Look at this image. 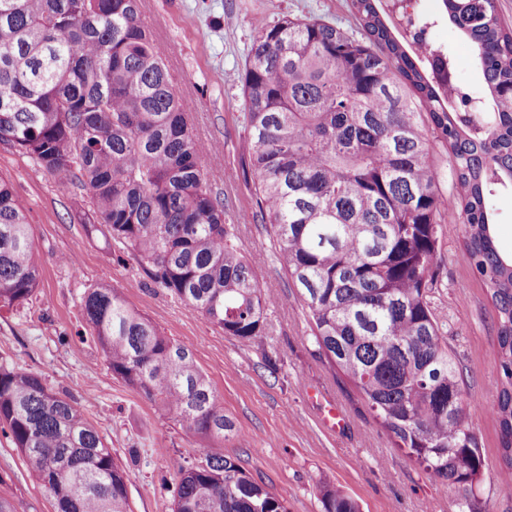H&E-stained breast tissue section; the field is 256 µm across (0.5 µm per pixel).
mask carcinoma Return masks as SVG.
I'll return each instance as SVG.
<instances>
[{"label": "carcinoma", "mask_w": 512, "mask_h": 512, "mask_svg": "<svg viewBox=\"0 0 512 512\" xmlns=\"http://www.w3.org/2000/svg\"><path fill=\"white\" fill-rule=\"evenodd\" d=\"M379 0H353L356 39L315 17L255 26L242 76L244 165L260 221L296 288L319 349L394 444L469 498L484 461L467 422L470 393L426 299L448 213L431 139L454 160L465 251L496 312L502 376L490 414L503 481L512 477V257L489 198L512 190V28L496 0H441L474 52L496 111H448V62L432 77L416 32L410 55ZM171 84L142 0H0V144L82 191V224L123 246L157 286L245 345L266 336V294L217 193L196 113ZM31 224L0 178V308L39 285ZM82 316L112 374L200 438L177 469L174 512H288L238 463L212 451L234 420L190 346L165 336L108 286ZM0 432L25 457L55 512H129L127 466L78 401L0 365ZM324 512H360L320 488Z\"/></svg>", "instance_id": "obj_1"}]
</instances>
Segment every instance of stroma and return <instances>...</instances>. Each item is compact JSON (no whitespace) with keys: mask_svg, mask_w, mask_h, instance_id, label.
<instances>
[{"mask_svg":"<svg viewBox=\"0 0 512 512\" xmlns=\"http://www.w3.org/2000/svg\"><path fill=\"white\" fill-rule=\"evenodd\" d=\"M143 8L157 19V40L170 47L175 90L200 107L199 141L224 146L222 160L209 167L215 188L232 212L253 211L241 121V76L253 23L310 16L358 38L363 31L352 0H143ZM411 9L452 63L454 84L482 97L474 56L443 17L438 0H413ZM0 178L11 183L27 211L40 272L29 301L0 311V364L36 374L79 401L113 454L129 466L132 512H172L177 467L198 462L199 439L108 369L81 317L86 288L98 285L123 291L165 336L191 346L236 423V434L217 445V452L264 483L288 512H322L320 489L326 485L351 496L360 512H466L457 491L443 489L394 447L353 385L318 349L272 239L260 225H240L238 237L268 286L269 335L263 345L246 346L152 284L119 244L88 234L77 221L78 188L38 173L31 158L3 145ZM434 270L437 282L429 300L470 389L467 421L484 458L476 506L479 512H512V485L497 478V423L485 411L484 390L500 376L496 314L468 263L454 216L443 221ZM0 496L11 500L15 512H54L52 497L32 482L20 454L1 435Z\"/></svg>","mask_w":512,"mask_h":512,"instance_id":"35a3bbf8","label":"stroma"}]
</instances>
